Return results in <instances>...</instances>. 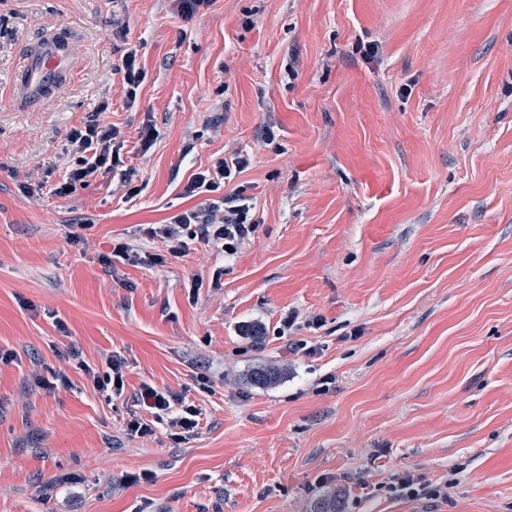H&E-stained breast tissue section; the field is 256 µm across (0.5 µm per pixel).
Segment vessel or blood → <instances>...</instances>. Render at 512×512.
Instances as JSON below:
<instances>
[{
	"label": "vessel or blood",
	"mask_w": 512,
	"mask_h": 512,
	"mask_svg": "<svg viewBox=\"0 0 512 512\" xmlns=\"http://www.w3.org/2000/svg\"><path fill=\"white\" fill-rule=\"evenodd\" d=\"M72 57L71 43L55 34H47L36 43L27 52L22 65L26 96L36 102L59 86Z\"/></svg>",
	"instance_id": "b4317fda"
}]
</instances>
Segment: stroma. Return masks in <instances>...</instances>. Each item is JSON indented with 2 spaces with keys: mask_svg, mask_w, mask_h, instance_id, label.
I'll list each match as a JSON object with an SVG mask.
<instances>
[{
  "mask_svg": "<svg viewBox=\"0 0 512 512\" xmlns=\"http://www.w3.org/2000/svg\"><path fill=\"white\" fill-rule=\"evenodd\" d=\"M48 29L77 55L35 104L14 87ZM0 94V512H310L328 491L345 512H512V0H0ZM95 113L138 195L20 190L17 170L61 180ZM238 151L213 199L244 190L254 237L167 255L146 227ZM118 242L165 261L104 266ZM111 354L113 397L87 375ZM265 362L282 378L251 385ZM52 368L68 385L39 387ZM145 384L200 409L191 436L138 405ZM137 56V46L130 44L115 67V71L121 74L123 85H126L127 100L131 104L136 101V91L145 79V72L137 62ZM249 165V160L242 153H237L229 160L216 157L211 160L205 170L193 174L183 189V195L196 197L207 192L217 191L226 181L230 182L241 174Z\"/></svg>",
  "mask_w": 512,
  "mask_h": 512,
  "instance_id": "35a3bbf8",
  "label": "stroma"
}]
</instances>
